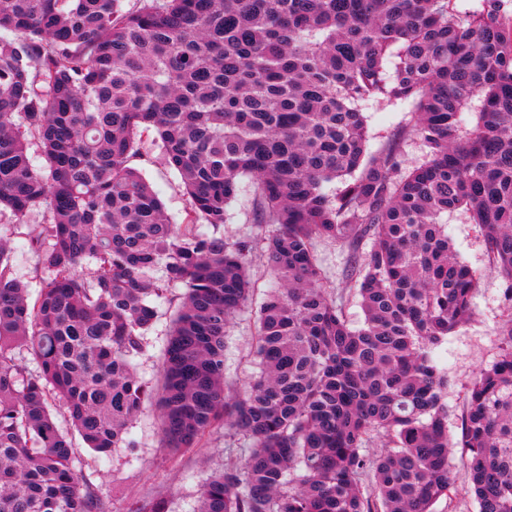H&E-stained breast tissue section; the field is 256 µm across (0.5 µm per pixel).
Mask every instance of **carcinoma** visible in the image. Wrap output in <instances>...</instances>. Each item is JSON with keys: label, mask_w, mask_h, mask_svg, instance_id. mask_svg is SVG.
Wrapping results in <instances>:
<instances>
[{"label": "carcinoma", "mask_w": 512, "mask_h": 512, "mask_svg": "<svg viewBox=\"0 0 512 512\" xmlns=\"http://www.w3.org/2000/svg\"><path fill=\"white\" fill-rule=\"evenodd\" d=\"M507 7L0 0V214L47 220L31 239L32 301L0 242V512H105L80 489L52 405L108 454L132 447L149 403L165 448H195L219 425L243 441L199 512H437L459 482L478 512H512V317L501 358L467 388L455 444L433 359L471 319L482 277L456 254L449 212L478 226L512 303ZM371 101L411 103L425 161L407 165L395 141L369 151ZM150 133L188 196L182 224L133 166ZM243 177L275 226L263 243L280 286L256 311L258 371L235 394L224 338L254 288L255 241L196 226L226 224ZM319 238L350 251L358 329L325 283ZM177 286L157 386L134 359L158 317L151 297Z\"/></svg>", "instance_id": "carcinoma-1"}]
</instances>
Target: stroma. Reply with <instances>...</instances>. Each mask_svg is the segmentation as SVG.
<instances>
[{
  "mask_svg": "<svg viewBox=\"0 0 512 512\" xmlns=\"http://www.w3.org/2000/svg\"><path fill=\"white\" fill-rule=\"evenodd\" d=\"M370 134L369 149L378 151L391 137H399L407 164L422 163L425 148L413 131L414 114L410 105L385 106L372 103L364 110ZM135 165L163 202L171 223H183L188 207L179 175L161 159V151L152 137L142 140L141 155ZM40 216L21 220L0 221V241L11 252L16 276L28 284L30 293H37L42 277L31 238L42 227ZM259 232L252 205L251 183L242 179L237 197L230 203L226 237L250 239ZM448 236L460 260L483 273L473 299V314L447 343L437 349L434 357L448 372V430L452 439L461 434V415L465 410V389L483 369L500 357L498 333L501 324L512 316V306L504 298L505 281L493 270L476 225L466 215L454 211L448 215ZM316 254L328 280L337 284L336 303L341 307L350 327L363 322L361 307L352 291L343 288L346 251L339 244L320 240ZM251 265L255 288L246 307L227 330L225 375L228 381L244 385L256 371L252 356L257 332L255 312L266 295L278 286V280L266 269L262 252H254ZM181 289H170L156 299L158 318L148 335V346L136 358L138 374L146 379L159 376L162 352L176 317ZM133 447L118 448L110 455H101L85 448L82 441L74 443V466L80 482L105 504L107 512H130L136 503L161 497L169 512H197L201 491L212 474L229 462V449L238 447L236 437L217 429L207 433L198 447L173 451L162 447L158 432L157 412L147 407L130 428Z\"/></svg>",
  "mask_w": 512,
  "mask_h": 512,
  "instance_id": "obj_1",
  "label": "stroma"
}]
</instances>
